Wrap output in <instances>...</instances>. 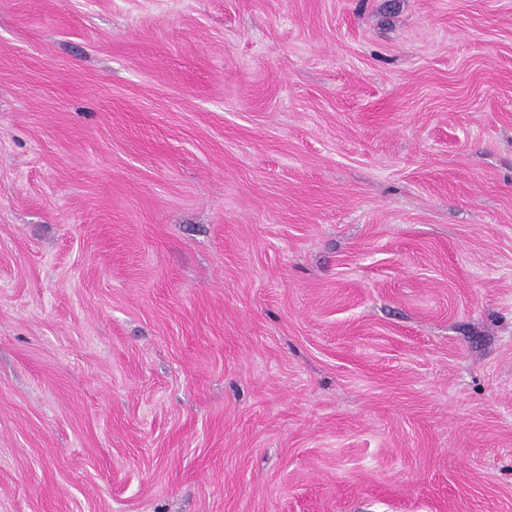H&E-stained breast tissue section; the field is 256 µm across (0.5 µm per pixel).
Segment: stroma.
I'll return each mask as SVG.
<instances>
[{
	"mask_svg": "<svg viewBox=\"0 0 512 512\" xmlns=\"http://www.w3.org/2000/svg\"><path fill=\"white\" fill-rule=\"evenodd\" d=\"M0 512H512V0H0Z\"/></svg>",
	"mask_w": 512,
	"mask_h": 512,
	"instance_id": "stroma-1",
	"label": "stroma"
}]
</instances>
